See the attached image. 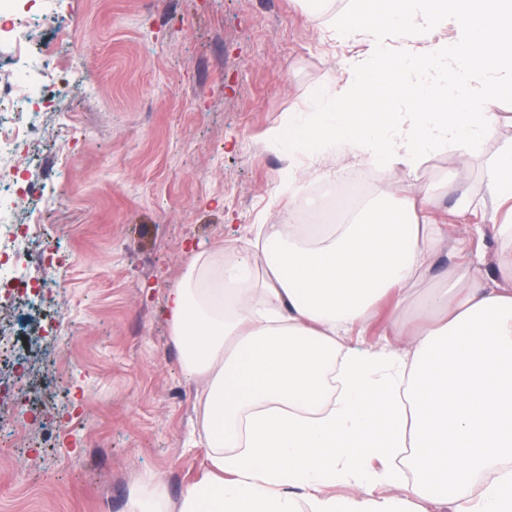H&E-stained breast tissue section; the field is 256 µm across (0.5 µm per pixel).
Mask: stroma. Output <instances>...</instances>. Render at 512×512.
<instances>
[{"mask_svg":"<svg viewBox=\"0 0 512 512\" xmlns=\"http://www.w3.org/2000/svg\"><path fill=\"white\" fill-rule=\"evenodd\" d=\"M51 10L54 23L34 16ZM336 0H34L13 21L31 53L58 48L59 27L80 34L73 85L47 84L44 123L21 146L20 184L41 187L20 218L36 216L70 278L38 309L0 303V364H29L33 404L26 439L0 427V512H127L131 494L160 478L166 512L210 469L193 431L197 382L183 367L165 309L194 255L233 252L240 230L284 221L290 206L282 150L270 128L304 107L312 86L348 78L366 33L329 29ZM483 154L460 162L434 151L388 176L338 161L322 165L303 197L326 180L362 177L395 199L431 192L444 234L402 318L415 326L452 269L457 236L467 263L512 287L498 256L512 238L485 218L459 226L460 195L486 196L484 163L512 139V105Z\"/></svg>","mask_w":512,"mask_h":512,"instance_id":"1","label":"stroma"}]
</instances>
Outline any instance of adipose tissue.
Returning <instances> with one entry per match:
<instances>
[{"label": "adipose tissue", "mask_w": 512, "mask_h": 512, "mask_svg": "<svg viewBox=\"0 0 512 512\" xmlns=\"http://www.w3.org/2000/svg\"><path fill=\"white\" fill-rule=\"evenodd\" d=\"M512 209V144L486 172ZM431 195L372 197L346 224H255L230 260L196 257L168 293L172 340L199 384L206 482L179 512H409L375 496L406 450L413 496L450 512H512V289L478 288L467 265L406 333L402 309L443 232ZM394 298L407 347H346ZM342 485L346 495L325 494Z\"/></svg>", "instance_id": "1"}]
</instances>
